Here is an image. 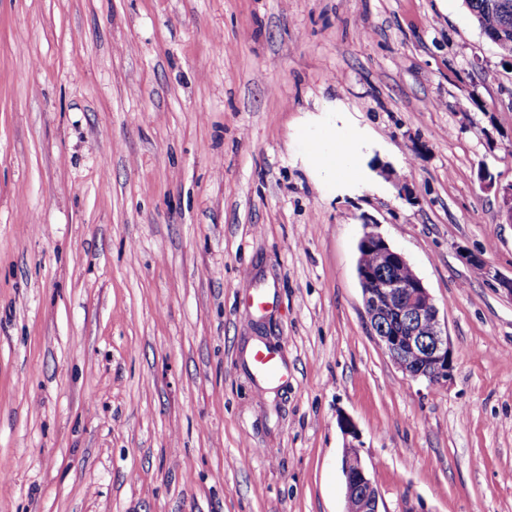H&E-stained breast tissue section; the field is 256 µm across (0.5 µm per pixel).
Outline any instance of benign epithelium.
<instances>
[{
  "label": "benign epithelium",
  "instance_id": "obj_1",
  "mask_svg": "<svg viewBox=\"0 0 512 512\" xmlns=\"http://www.w3.org/2000/svg\"><path fill=\"white\" fill-rule=\"evenodd\" d=\"M481 182L495 189L501 213L512 222V182L497 186L488 173L481 175ZM369 248L380 252L393 271L390 277L383 278L361 264L357 266L366 317L378 344L403 374L430 385L448 380L454 352L447 327L441 322L428 288L405 255L393 248L381 233L371 230L363 234L359 249ZM470 264L512 297V278L501 277L477 259L470 260ZM404 271L410 273L407 280L402 277ZM412 353L417 356L414 361L410 360ZM339 425L348 438L342 456L345 512H380L379 493L361 455L357 427L347 416L340 417Z\"/></svg>",
  "mask_w": 512,
  "mask_h": 512
}]
</instances>
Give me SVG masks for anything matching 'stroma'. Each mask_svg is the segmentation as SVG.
<instances>
[{
    "label": "stroma",
    "instance_id": "35a3bbf8",
    "mask_svg": "<svg viewBox=\"0 0 512 512\" xmlns=\"http://www.w3.org/2000/svg\"><path fill=\"white\" fill-rule=\"evenodd\" d=\"M483 171L512 183V60L461 0H0V512H344L342 415L380 512H512ZM369 223L447 382L372 334ZM336 153L339 156H346L349 153V146L346 143L334 145V152L331 155L319 153L311 156L315 167L327 177L336 176ZM374 248L384 257L390 273L372 251L359 253L357 273L363 292L366 317L385 353L403 374L429 385L447 381L454 363L445 323L441 322L432 296L405 255L393 248L381 233L365 231L359 251ZM366 266L374 269L370 270ZM408 271V280L402 272ZM416 354L413 364L409 355Z\"/></svg>",
    "mask_w": 512,
    "mask_h": 512
}]
</instances>
